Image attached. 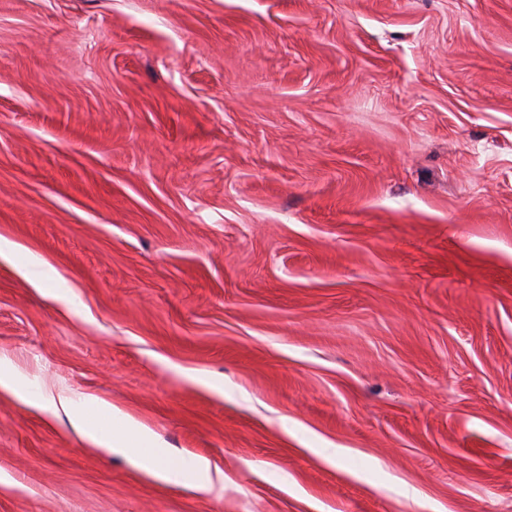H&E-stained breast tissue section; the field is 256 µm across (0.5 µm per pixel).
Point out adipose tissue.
<instances>
[{"label":"adipose tissue","mask_w":512,"mask_h":512,"mask_svg":"<svg viewBox=\"0 0 512 512\" xmlns=\"http://www.w3.org/2000/svg\"><path fill=\"white\" fill-rule=\"evenodd\" d=\"M33 404L53 415L65 414L95 446L127 456L136 467L160 481L187 484L202 493L210 489L212 478L207 459H164L149 430L102 399L94 396L55 399L38 393Z\"/></svg>","instance_id":"1"}]
</instances>
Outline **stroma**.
<instances>
[{
    "label": "stroma",
    "mask_w": 512,
    "mask_h": 512,
    "mask_svg": "<svg viewBox=\"0 0 512 512\" xmlns=\"http://www.w3.org/2000/svg\"><path fill=\"white\" fill-rule=\"evenodd\" d=\"M0 360L216 470L0 512H512V0H0Z\"/></svg>",
    "instance_id": "obj_1"
}]
</instances>
